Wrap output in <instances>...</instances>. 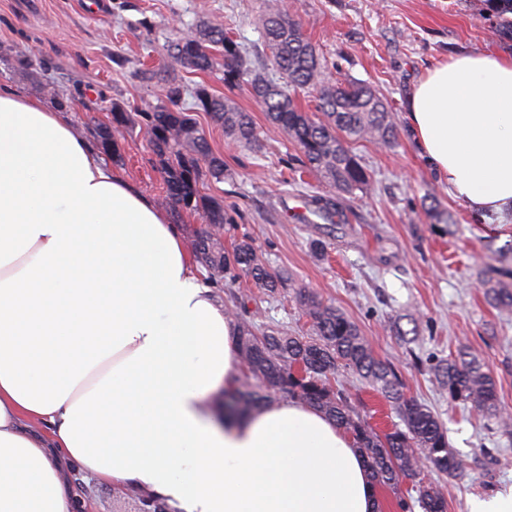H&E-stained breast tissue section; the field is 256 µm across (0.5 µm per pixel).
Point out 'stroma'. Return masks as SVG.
I'll return each instance as SVG.
<instances>
[{
    "instance_id": "35a3bbf8",
    "label": "stroma",
    "mask_w": 512,
    "mask_h": 512,
    "mask_svg": "<svg viewBox=\"0 0 512 512\" xmlns=\"http://www.w3.org/2000/svg\"><path fill=\"white\" fill-rule=\"evenodd\" d=\"M303 34L324 59L328 83L354 80L372 87L389 107L391 146L371 139L351 148L370 176L368 186L337 194L306 167L298 146L270 127L246 88L224 83L221 68L199 73L170 64L162 37L189 34L199 22L223 26L245 44L252 61L267 49L258 29L267 0H0V85L62 107L76 131L98 141L112 104L132 116L105 159L158 205L167 203L161 165L147 145L142 113L165 104L162 84L206 87L251 112L260 145L240 146L204 112L194 119L224 160V178H204L202 195L219 201L231 224L222 242L248 240L270 271L284 276L279 295L261 293L250 278L232 286L204 274L231 310L246 308L259 324L310 335L298 293L332 303L359 329L374 355L389 363L407 397L428 405L443 422L450 449L463 465L457 479L426 470L424 482L444 494L447 512H467L471 495L512 484V427L478 418L450 401L436 379V359L468 347L491 369L502 407L512 411V311L492 307L481 286L491 269H512V223L475 222L427 166L407 132L412 87L438 64L476 50H512L498 32L487 0H285ZM156 72L142 82L137 73ZM336 199L344 223L301 220L293 209L312 197ZM443 212L436 222L433 211ZM322 241L315 254L313 241ZM336 383L380 432L399 419L356 376ZM67 477L83 512H135L111 484Z\"/></svg>"
}]
</instances>
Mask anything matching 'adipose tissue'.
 <instances>
[{
  "label": "adipose tissue",
  "instance_id": "obj_1",
  "mask_svg": "<svg viewBox=\"0 0 512 512\" xmlns=\"http://www.w3.org/2000/svg\"><path fill=\"white\" fill-rule=\"evenodd\" d=\"M406 108L449 198L512 215V52L430 69ZM197 265L60 112L0 88V512H76L58 452L178 512H380L352 436L303 402L205 418L241 363Z\"/></svg>",
  "mask_w": 512,
  "mask_h": 512
}]
</instances>
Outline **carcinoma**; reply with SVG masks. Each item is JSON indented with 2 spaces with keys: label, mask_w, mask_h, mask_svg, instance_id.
I'll use <instances>...</instances> for the list:
<instances>
[{
  "label": "carcinoma",
  "mask_w": 512,
  "mask_h": 512,
  "mask_svg": "<svg viewBox=\"0 0 512 512\" xmlns=\"http://www.w3.org/2000/svg\"><path fill=\"white\" fill-rule=\"evenodd\" d=\"M260 34L270 52L269 62L280 74L278 82L250 68L240 43L219 25L203 24L193 38L166 41L167 58L174 65L200 73L221 64L224 83L246 86L272 127L293 139L308 167L320 172L338 193L351 194L367 185L369 175L348 143L364 138L385 146L393 143L395 126L386 104L368 85L324 83V63L315 46L304 37L288 8L276 0L267 4L260 18ZM200 43L212 54L199 53ZM306 88L316 91L318 118L294 104L292 94ZM183 95L181 86L171 84L165 91L168 104L143 112L149 145L161 161L169 203L178 209L202 212L207 224L223 225L229 221L223 205L200 195L199 184L206 173L215 179L223 177L224 160L214 155L204 133L180 107ZM194 106L209 113L237 143L253 146L258 142L251 113L231 100L199 87L194 92ZM129 123L127 111L112 105V125L100 135L104 151L113 146L112 135ZM311 203L317 216L332 224L342 223V214L333 204L320 197ZM195 250L214 276L230 283L247 276L269 295L285 286L283 277L268 270L246 240L228 251L203 231ZM503 276V280L485 277L482 284L490 304L511 309L512 272L505 271ZM300 304L312 324L311 336H295L285 328L252 320L239 322L237 346L242 371L234 388L224 392V408L249 414L278 397L298 399L351 434L377 484L396 492L401 481L409 479L424 512H446L443 494L420 478L425 468L450 478L463 473L436 413L404 394L402 381L374 355L355 324L339 309L306 291L300 294ZM433 370L450 400L469 403L481 417L509 427L492 372L477 355L461 350L439 360ZM341 371L359 377L380 394L402 426L384 433L371 427L343 390L332 383Z\"/></svg>",
  "instance_id": "obj_1"
}]
</instances>
